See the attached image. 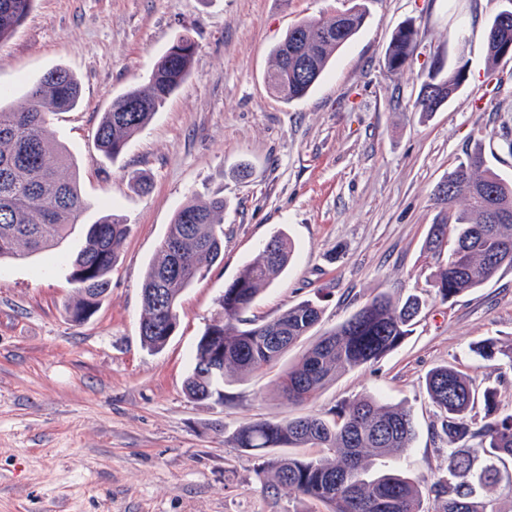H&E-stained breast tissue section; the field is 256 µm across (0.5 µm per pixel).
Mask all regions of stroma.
I'll use <instances>...</instances> for the list:
<instances>
[{"label": "stroma", "mask_w": 512, "mask_h": 512, "mask_svg": "<svg viewBox=\"0 0 512 512\" xmlns=\"http://www.w3.org/2000/svg\"><path fill=\"white\" fill-rule=\"evenodd\" d=\"M364 3L368 19L325 77L286 102L268 86L270 52L304 19ZM502 0H35L0 44L5 105L28 78L57 66L81 84L79 106L51 116L50 135L74 161L91 224L115 212L131 232L96 312L75 323L77 290L61 248L0 266V512H326L320 503L262 489L255 455L233 431L252 420L321 413L371 394L408 409L416 438L386 467L435 480L447 465L440 413L426 392L430 370L454 366L473 385L499 389L512 412V372L479 357L485 339L512 347V271L441 301L425 249L441 210L434 193L467 151L512 180V60L485 64V32ZM413 23L417 47L392 72L393 31ZM197 46L189 79L117 160L95 133L113 98L145 84L177 41ZM467 64L447 105L415 106L432 65ZM248 175H240L241 166ZM224 200V258L188 288L180 325L160 351L139 333L149 259L176 211L192 199ZM295 245L250 318L272 319L301 301L330 328L372 295L421 297L413 331L378 363L339 374L317 397L290 406L279 368L224 386L223 401L184 391L196 342L239 270L275 231Z\"/></svg>", "instance_id": "stroma-1"}]
</instances>
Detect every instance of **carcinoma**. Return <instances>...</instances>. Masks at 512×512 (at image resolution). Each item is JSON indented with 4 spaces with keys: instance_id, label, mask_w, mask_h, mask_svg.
<instances>
[{
    "instance_id": "obj_1",
    "label": "carcinoma",
    "mask_w": 512,
    "mask_h": 512,
    "mask_svg": "<svg viewBox=\"0 0 512 512\" xmlns=\"http://www.w3.org/2000/svg\"><path fill=\"white\" fill-rule=\"evenodd\" d=\"M34 2L0 0V43L11 38ZM366 20L365 10L351 8L339 21L303 20L289 28L271 51V89L288 102L305 97ZM485 37L487 63L494 68L503 62L498 40L512 41V29L501 30L495 15ZM415 47L412 24L399 26L385 54L387 69L402 70ZM195 53L190 40L176 42L156 61L145 86L112 100L95 136L104 157L117 159L148 125L189 77ZM465 80V67L455 64L429 72L417 97L418 110L438 111ZM80 98L74 74L55 67L29 81L19 109L0 105V262L54 250L91 207L76 180L63 174L72 159L47 129L51 114L75 109ZM435 196L442 210L429 228L425 248L439 254L448 247V232L455 234L448 263L438 266L433 281L436 295L447 302L512 269V222H492L495 214L512 216V183L490 170L477 148L438 184ZM460 199L465 205L458 209ZM223 215L222 197L191 200L168 225L142 284L140 335L148 349L166 346L179 327L181 295L222 257ZM129 233V224L116 214L85 225L84 246L70 263V279L81 294L66 307L73 321H85L109 290ZM293 251L291 239L275 232L224 288L218 315L192 353L185 380L191 399H224L226 381L262 373L320 324L322 310L310 300L262 323L247 317L260 292L287 269ZM421 308L414 295L404 300L386 292L374 295L279 373L280 398L301 405L339 373L378 362L411 334ZM475 353L486 360L501 354V366L512 371V348L502 350L487 339ZM426 388L442 414L441 431L448 442L447 465L430 483L393 469L369 475L373 458L407 451L416 435L407 409L373 395L357 396L324 413L246 422L233 432L232 441L257 456L256 475L264 489L285 488L327 505L328 512H498L487 492L502 483L512 487L507 470L512 465V414L498 413L497 388L480 391L448 365L430 371ZM479 401L486 410L480 422L469 415Z\"/></svg>"
}]
</instances>
